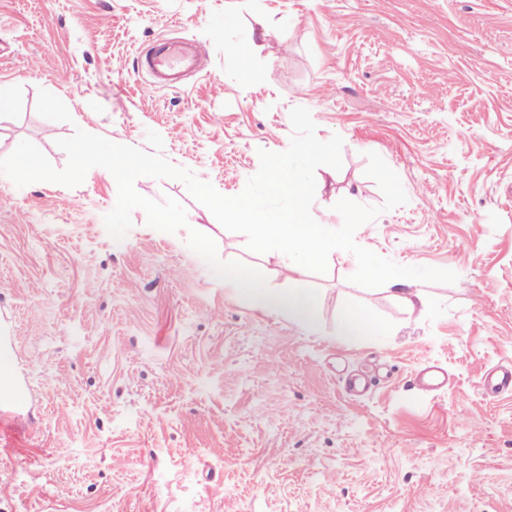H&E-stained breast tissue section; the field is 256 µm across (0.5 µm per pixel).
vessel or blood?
Wrapping results in <instances>:
<instances>
[{"mask_svg":"<svg viewBox=\"0 0 512 512\" xmlns=\"http://www.w3.org/2000/svg\"><path fill=\"white\" fill-rule=\"evenodd\" d=\"M200 54L190 39L172 41L156 39L151 48L140 54V69L152 80L153 85L176 89L182 76L199 67ZM14 351L7 337L0 336V403L15 408L28 402V390L14 371ZM482 390L489 395L512 393V367H502L482 375Z\"/></svg>","mask_w":512,"mask_h":512,"instance_id":"obj_1","label":"vessel or blood"}]
</instances>
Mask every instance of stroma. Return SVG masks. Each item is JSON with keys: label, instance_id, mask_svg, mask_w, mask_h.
Returning <instances> with one entry per match:
<instances>
[{"label": "stroma", "instance_id": "stroma-1", "mask_svg": "<svg viewBox=\"0 0 512 512\" xmlns=\"http://www.w3.org/2000/svg\"><path fill=\"white\" fill-rule=\"evenodd\" d=\"M164 35L202 49L186 88L137 70ZM0 85V159L27 140L60 170L75 129L146 152L152 130L226 196L307 108L319 139H343L341 168L315 171L312 212L338 225L340 199L379 208L358 245L458 275L364 288L340 250L294 281L181 181L135 188L179 201L188 229L136 209L117 241L107 169L73 188L0 180V332L29 389L21 423L0 429V512H512V394L479 386L512 366V0H0ZM371 152L406 205L383 210ZM192 229L271 287L316 290L317 331L238 297ZM401 288L423 305L406 312ZM348 306L377 333L341 338ZM427 363L446 388L417 385Z\"/></svg>", "mask_w": 512, "mask_h": 512}]
</instances>
